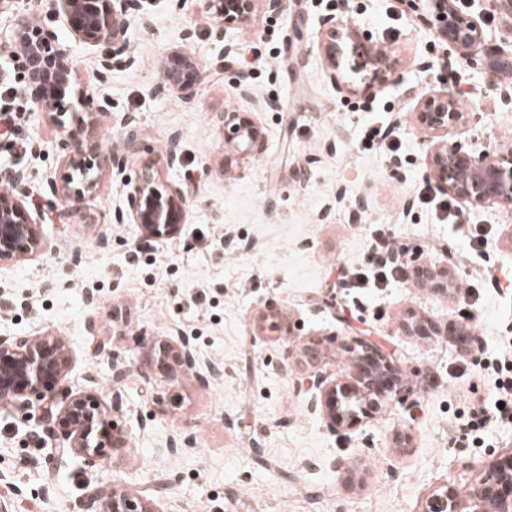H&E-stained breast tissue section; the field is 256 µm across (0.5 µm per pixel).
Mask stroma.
<instances>
[{
  "mask_svg": "<svg viewBox=\"0 0 512 512\" xmlns=\"http://www.w3.org/2000/svg\"><path fill=\"white\" fill-rule=\"evenodd\" d=\"M149 13L146 27L131 16L126 49L106 71L103 48L72 42L52 0L0 5V83L26 74L13 54L26 14L68 46L75 80L94 100L83 124L62 128L18 94L15 135L0 137V171H28V205L42 211L46 237L38 258L0 266V290L18 299L0 309V332L63 336L73 383L106 403L112 360L142 358L133 342L141 332L185 337L220 373L149 382L130 374L117 418L128 442L106 449L97 469L71 462L49 471L44 445L0 405V503L8 512H73L91 483L123 487L156 512H423L435 490L468 486L485 461L512 452V427L488 425L477 444L454 430L458 411L493 396L492 378L479 353L448 336L405 335L401 325L412 315L442 327L468 322L480 353L512 337V290L483 285L487 274H512V212L465 206L451 224L419 203L427 146L415 113L430 91H469L467 118L450 138L491 150L512 144V102L464 62L443 67L433 16L400 0H288L277 14L257 0L251 22L228 30L236 50L223 68L203 0H152ZM327 17L385 43L395 79L375 80L349 52L330 72L320 54ZM188 29L201 81L186 97L154 93L156 62ZM239 71L251 95L238 94ZM226 112L256 123L261 152L225 148ZM369 125L391 126L398 151L365 141ZM67 132L91 159L112 150L126 160L98 170L95 193L72 218L46 205L47 180L68 174L57 149ZM170 149L179 163L164 176L186 194L185 223L175 236L145 240L117 215L130 180ZM386 224L427 264L453 265L457 283L478 289L477 304L407 284L355 298L335 287L330 265L359 267ZM490 228L496 236L470 250V230ZM201 292L206 300L193 305ZM312 339L336 377L359 341L372 342L413 390L412 403L384 399L359 427L331 432L311 406L312 379L285 369L288 344ZM188 435L192 443L179 446ZM341 458L348 470L335 469Z\"/></svg>",
  "mask_w": 512,
  "mask_h": 512,
  "instance_id": "obj_1",
  "label": "stroma"
}]
</instances>
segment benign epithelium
Returning a JSON list of instances; mask_svg holds the SVG:
<instances>
[{
    "instance_id": "obj_1",
    "label": "benign epithelium",
    "mask_w": 512,
    "mask_h": 512,
    "mask_svg": "<svg viewBox=\"0 0 512 512\" xmlns=\"http://www.w3.org/2000/svg\"><path fill=\"white\" fill-rule=\"evenodd\" d=\"M422 1L438 18L437 38L488 82L498 81L500 67L512 66V59L502 58L503 48H483L479 22L460 9L457 0H401L415 12L421 10ZM254 2L205 0L206 10L215 20L213 40L219 58L234 53V45L226 39L227 30L251 20ZM59 3L74 41L105 45L113 52H121L127 44L128 16L144 11L148 0ZM358 38L350 29L328 30L322 52L331 71L339 67L342 45ZM53 41L54 37L41 34L30 18L24 17L18 23L14 44L21 48L28 75L26 93L47 120L58 123L68 111L70 100L86 107L90 98L74 88L69 57ZM191 41L192 32L187 31L179 44L166 50L156 92L185 95L200 82ZM463 118L457 99L444 90H435L422 98L417 121L427 138V178L438 191L466 205L496 204L512 211V145L493 152L463 150L448 138L450 129ZM224 124L233 149L261 151L263 134L250 118L239 112H226ZM59 148L68 168L82 177L69 176L59 183L47 181L49 204L79 210L96 187V179L89 176L93 163L81 144L72 138L61 140ZM177 162L176 153L170 151L159 163L141 169L127 196L128 209L119 219L126 218L137 225L144 239L174 235L182 229L188 207L184 191L179 183L162 179L160 170L162 166L171 169ZM27 192L28 174L18 169L12 175L11 189L0 194V265L31 260L45 249L41 223L32 217L24 201ZM394 258L410 259L407 273L412 282L421 285L431 281L437 290L450 291L451 270L433 268L415 256L410 258L405 248ZM404 330L416 336L448 334L421 318L406 321ZM133 341L135 347L147 352L145 363L137 367L144 378L160 375L174 380L199 364L194 348L181 337L136 336ZM323 351L320 342L308 341L297 351H288V368L311 372L317 389L312 406L320 410L331 431L356 427L360 416L376 408L387 394L407 400L402 381L387 357L372 344L362 342L361 351L352 355V373L342 379L323 375ZM128 370L126 363L112 360V410L108 411L96 394L77 392L70 387L72 361L63 337L53 333L0 335V399L15 408L20 424L37 436L47 437L55 454L76 458L88 468L101 467L104 449L122 448L127 443V432L118 425L113 412L121 410ZM75 508L77 512H153L121 487L108 491L90 484L83 486ZM423 512H512V453L488 461L479 478L465 490L447 487L435 492Z\"/></svg>"
}]
</instances>
